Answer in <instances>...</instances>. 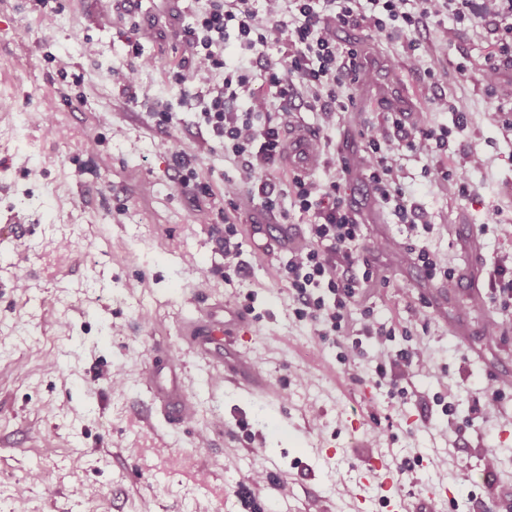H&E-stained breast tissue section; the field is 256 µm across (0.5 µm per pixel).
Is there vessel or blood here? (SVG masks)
Here are the masks:
<instances>
[{"label":"vessel or blood","mask_w":512,"mask_h":512,"mask_svg":"<svg viewBox=\"0 0 512 512\" xmlns=\"http://www.w3.org/2000/svg\"><path fill=\"white\" fill-rule=\"evenodd\" d=\"M310 138L306 130H289V165L302 171L317 168L319 159L310 150ZM248 332V316L237 306L221 301L201 309L197 317L186 322L184 329L191 350L222 372L225 387L279 404L280 394L241 349V341ZM146 374L149 400L142 404L138 415L144 428L155 429L161 421L176 426L193 419L196 407L177 362L163 361L149 367ZM355 483L359 489L355 512H401L403 496L396 476L381 458L365 453Z\"/></svg>","instance_id":"1"}]
</instances>
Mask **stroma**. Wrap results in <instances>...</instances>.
<instances>
[{"mask_svg":"<svg viewBox=\"0 0 512 512\" xmlns=\"http://www.w3.org/2000/svg\"><path fill=\"white\" fill-rule=\"evenodd\" d=\"M197 9L142 0L133 30L100 0H0V228L16 230L0 236V512H236L240 486L270 462L289 481L261 490L267 512H350L365 450L398 470L415 512L432 508L423 490L442 482L456 486V512H512V439L502 438L512 426V315L486 284L487 266L512 254V135L499 123L512 110V70L487 86L480 71L492 45L451 17L389 37L339 31L363 66L392 73L412 106L408 124L447 129L448 169L474 153L486 164L469 172L475 195L454 199L429 176L431 159L403 153L400 188L419 212L411 229L378 205L364 169L361 129L386 117L375 87L355 83L344 111L295 108V124L329 137L351 163L342 191L373 271L341 335L323 340L295 317L283 274L313 214L285 222L243 200L225 214L234 165L200 123V104L181 100L174 74L187 52L174 31ZM132 39L152 65L131 55ZM413 44L424 58L446 45L439 75L406 66ZM118 67L134 69L136 99L113 87ZM439 97L453 110H435ZM159 100L210 197L180 189L151 113ZM228 217L242 242L231 272L216 243ZM280 222L286 239L261 235ZM411 244L470 289L428 280L406 256ZM217 299L251 319L244 347L283 393L280 406L225 388L190 351L184 323ZM366 312L391 335H363ZM356 339L358 355L345 357ZM402 350L420 362L404 366ZM167 356L182 364L196 416L147 432L135 416L145 368ZM228 425L253 453L225 440ZM326 445L340 457H319ZM491 454L493 493L475 482Z\"/></svg>","mask_w":512,"mask_h":512,"instance_id":"stroma-1","label":"stroma"}]
</instances>
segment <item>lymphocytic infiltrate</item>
<instances>
[{"instance_id": "obj_1", "label": "lymphocytic infiltrate", "mask_w": 512, "mask_h": 512, "mask_svg": "<svg viewBox=\"0 0 512 512\" xmlns=\"http://www.w3.org/2000/svg\"><path fill=\"white\" fill-rule=\"evenodd\" d=\"M491 22L488 34L498 47L486 57L482 78L497 84L502 62L512 60V0H206L193 23L182 26L179 39L190 55L176 83L187 73L214 75L207 88L187 90L184 102L202 103V123L236 167L238 177L224 191L233 198L247 193L266 210H277L279 195L269 174L280 167L286 129L272 122L271 110L287 111L289 102L306 98L310 110L332 102L347 108V90L355 80L374 81V71L360 69L355 49L342 47L338 30L361 28L378 36L415 30L442 15ZM236 28L242 46L260 52L268 90L252 87L246 66H224V40ZM366 168L379 201L400 219L397 157L401 150L435 158L448 151V133L427 125L407 126L401 113H388L368 130ZM313 148L330 168L326 178L294 176L288 184L292 207L313 213L305 245L289 251L284 271L298 320L314 324L320 335L336 336L349 307L371 281L359 270L364 240L359 217L342 193L336 151L327 137L316 136Z\"/></svg>"}]
</instances>
